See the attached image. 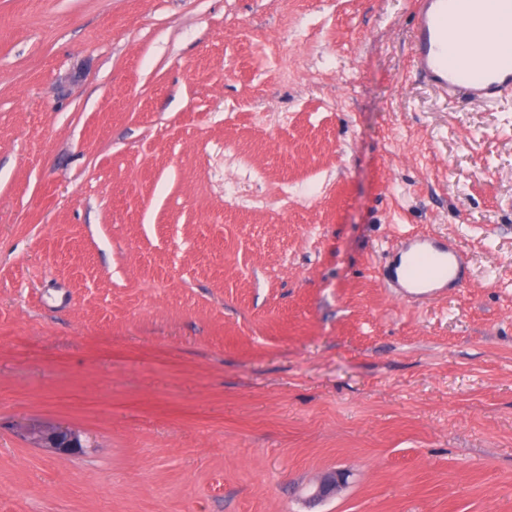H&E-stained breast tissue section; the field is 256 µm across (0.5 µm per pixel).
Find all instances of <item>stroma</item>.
<instances>
[{
  "mask_svg": "<svg viewBox=\"0 0 512 512\" xmlns=\"http://www.w3.org/2000/svg\"><path fill=\"white\" fill-rule=\"evenodd\" d=\"M413 26L0 0V512H512V100L415 77ZM404 234L464 287L398 299ZM26 432L33 443L42 448H50L58 455H72L85 448L79 436L66 427H31Z\"/></svg>",
  "mask_w": 512,
  "mask_h": 512,
  "instance_id": "obj_1",
  "label": "stroma"
}]
</instances>
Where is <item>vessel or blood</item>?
<instances>
[{
  "mask_svg": "<svg viewBox=\"0 0 512 512\" xmlns=\"http://www.w3.org/2000/svg\"><path fill=\"white\" fill-rule=\"evenodd\" d=\"M415 73L455 99L496 102L512 97V51L482 35L479 0H413ZM483 40L476 56L467 48ZM401 298H428L461 287L467 266L461 250L447 240L407 235L382 271Z\"/></svg>",
  "mask_w": 512,
  "mask_h": 512,
  "instance_id": "b4317fda",
  "label": "vessel or blood"
}]
</instances>
